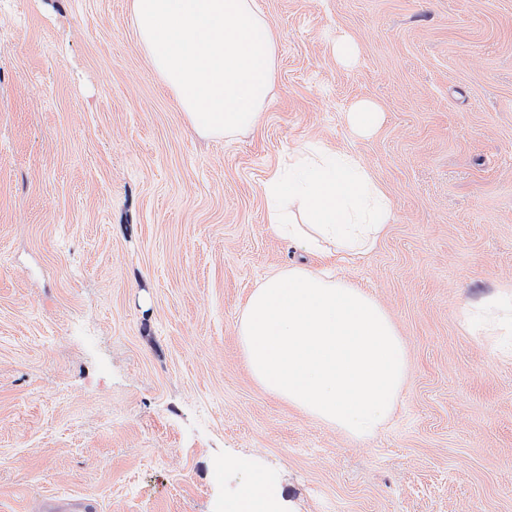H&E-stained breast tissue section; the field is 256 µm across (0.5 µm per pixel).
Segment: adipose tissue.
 <instances>
[{
  "label": "adipose tissue",
  "mask_w": 512,
  "mask_h": 512,
  "mask_svg": "<svg viewBox=\"0 0 512 512\" xmlns=\"http://www.w3.org/2000/svg\"><path fill=\"white\" fill-rule=\"evenodd\" d=\"M274 229L300 247L330 243L350 255L373 248L393 217L387 191L349 153L303 144L288 154L263 184ZM466 321L486 336L512 330V301L490 297L466 311ZM280 490L265 471L251 470L226 512H274Z\"/></svg>",
  "instance_id": "1"
}]
</instances>
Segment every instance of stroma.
Returning a JSON list of instances; mask_svg holds the SVG:
<instances>
[{
	"label": "stroma",
	"mask_w": 512,
	"mask_h": 512,
	"mask_svg": "<svg viewBox=\"0 0 512 512\" xmlns=\"http://www.w3.org/2000/svg\"><path fill=\"white\" fill-rule=\"evenodd\" d=\"M277 36L260 123L188 126L129 0H0V512H512V354L465 323L512 294V0H258ZM359 56L337 63L332 41ZM374 101L368 137L346 113ZM355 155L394 201L371 251L276 234L262 185L298 144ZM335 267L410 364L357 440L262 389L237 325L271 272ZM333 53L337 63L347 66L355 61L358 47L348 35L341 34L336 36V40L333 43ZM280 490L263 470L252 469L225 508L227 512H274ZM48 500L46 512H97L96 502L85 496H50Z\"/></svg>",
	"instance_id": "1"
}]
</instances>
